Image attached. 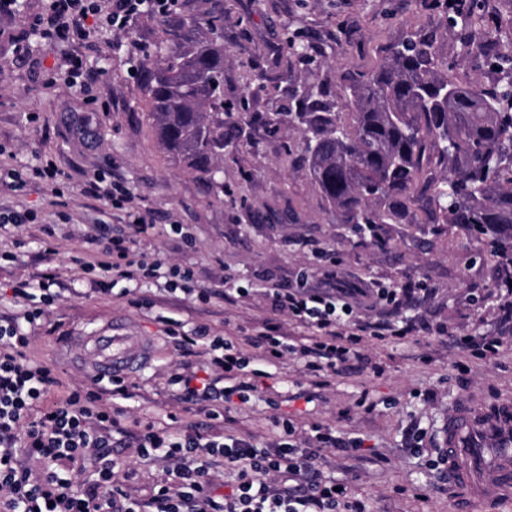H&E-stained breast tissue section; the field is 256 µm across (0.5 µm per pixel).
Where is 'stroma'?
Listing matches in <instances>:
<instances>
[{"instance_id": "obj_1", "label": "stroma", "mask_w": 512, "mask_h": 512, "mask_svg": "<svg viewBox=\"0 0 512 512\" xmlns=\"http://www.w3.org/2000/svg\"><path fill=\"white\" fill-rule=\"evenodd\" d=\"M131 30L132 39L122 47H114L111 34L104 33L86 51L93 67L108 71L97 88L100 99L112 104L106 114L77 93L46 87L43 70L17 60L12 45L0 40V170L19 172L37 157H52L70 177L73 218L63 223L41 184H28L17 195L0 185V198L15 200L36 216L20 232V245L0 241V320L19 310L12 292L16 282L55 269L62 297L28 326L30 358L54 367L64 386H83L93 357L82 336L112 325L127 328L151 342L154 353L133 374L131 399L113 404L120 426L131 430L172 415L193 425L205 422V415L176 400L168 379L177 370L200 379L212 372L202 348L176 347L166 332L169 320L188 330L205 324L217 336L251 335L271 314L265 289L273 284L293 286L303 279L308 287L322 288L330 269L359 290L372 282L415 283L427 294L409 305L406 316L448 331L449 342L426 332L405 342H368L328 386L316 385L293 358L273 367L268 377L261 375V363L250 362L257 391L248 403L232 400L227 418L213 425L220 430L226 419H235L238 430L263 443L276 433L270 421L276 415L298 425L329 427L343 440L362 438L360 466L331 448L322 468L336 478H351L372 512H454L429 466L442 445L448 411L465 396L484 403L512 396V324L501 322L512 294L498 287L494 263L480 259L475 245L447 227L435 234L426 224H385L375 239L355 236L349 225L338 223L297 157L285 155L284 142H299L285 127L274 135L256 128L254 145L225 154L217 175L224 198L216 200L160 148L143 107L133 46L155 37L157 20L142 17ZM289 35L312 44L314 54L306 60L293 55L285 45ZM409 36L431 40L439 71L457 83L489 87L503 79L491 63L467 53L442 0H224V100L248 101L250 111L260 114L277 111L308 74L337 89L350 75L382 63ZM97 171L124 183L150 216L153 228L136 244L137 252L192 268L201 287L223 285L225 298L204 305L147 282L137 284L136 292L154 305L136 309L123 296L126 282L106 293L91 290L72 258L97 252L86 238L92 223L125 221L124 213L98 210L96 201L83 195L86 176ZM174 224L192 234V245L174 246ZM47 226L58 243L51 256L40 246ZM459 335L498 336L503 349L489 360L463 359L453 342ZM373 360L382 373L371 371ZM270 385L280 393L273 408L266 402ZM363 399L373 403V411L360 407ZM414 425L425 431L417 454L408 449L407 432Z\"/></svg>"}]
</instances>
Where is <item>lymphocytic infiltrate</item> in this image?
I'll list each match as a JSON object with an SVG mask.
<instances>
[{"label": "lymphocytic infiltrate", "instance_id": "1", "mask_svg": "<svg viewBox=\"0 0 512 512\" xmlns=\"http://www.w3.org/2000/svg\"><path fill=\"white\" fill-rule=\"evenodd\" d=\"M170 0H44L42 13L32 18L27 34L18 36L16 49L26 53L30 38L47 43L71 44L70 52L57 58L51 76H62L66 88L90 94L105 71L90 66L80 44L90 42L102 29H109L116 42H123L132 22L147 13L165 14ZM84 194L105 206L125 212L124 231L108 239L106 261L100 265L81 262L90 275L102 271L113 280L151 281L165 279L170 292L210 302L218 290L199 287L192 270L164 268L161 259L136 258L138 236L147 234L148 215L133 203L128 189L104 183L93 176ZM354 289L284 288L269 290L271 316L247 342L254 357L276 364L295 356L307 374L329 379L355 356L369 339L407 338L411 324L399 326L371 323L358 316L352 299ZM40 307L26 308L22 315L0 324V512H138L130 496L116 481L126 466L114 455L120 447L121 428L103 395L129 398L126 380L111 386L93 381L86 388L67 390L56 396L61 384L53 367L27 356L31 338L24 327L41 316ZM308 329V336L289 337L285 321ZM179 347L203 346L214 379L194 385L191 375L172 374L170 385L178 386L180 402L199 406L216 419L233 395L254 391L243 373L249 357L228 336L211 335L197 326L191 333L168 329ZM227 387H220V380ZM279 435L264 444L236 430L207 435L191 426L145 424L137 435L136 452L141 461L168 462V476L154 487L151 504L155 512H369L354 493L351 482H338L318 467L323 450L334 448L360 456L363 442H342L331 430L311 426L300 431L289 421L274 419ZM91 458L98 474L97 489L86 494L74 486L62 462ZM231 471L230 489L217 493L216 469Z\"/></svg>", "mask_w": 512, "mask_h": 512}]
</instances>
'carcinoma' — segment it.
I'll list each match as a JSON object with an SVG mask.
<instances>
[{
    "mask_svg": "<svg viewBox=\"0 0 512 512\" xmlns=\"http://www.w3.org/2000/svg\"><path fill=\"white\" fill-rule=\"evenodd\" d=\"M161 17L142 46L139 79L161 149L224 193L216 181L224 149L260 123L283 125L304 145L301 162L339 223L356 229L446 224L486 247L499 276L512 277V81L501 88L462 85L437 73L435 50L407 38L375 69L332 93L310 76L282 112L241 113L224 127V0H190ZM463 44L512 76V32L485 27L484 0H456ZM482 26L483 37L469 34ZM354 109L350 123L336 99Z\"/></svg>",
    "mask_w": 512,
    "mask_h": 512,
    "instance_id": "carcinoma-1",
    "label": "carcinoma"
}]
</instances>
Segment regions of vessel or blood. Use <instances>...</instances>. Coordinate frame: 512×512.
<instances>
[{
    "label": "vessel or blood",
    "mask_w": 512,
    "mask_h": 512,
    "mask_svg": "<svg viewBox=\"0 0 512 512\" xmlns=\"http://www.w3.org/2000/svg\"><path fill=\"white\" fill-rule=\"evenodd\" d=\"M89 341L96 355L94 374L108 381L131 374L152 356L149 343L113 329ZM444 448L456 512L512 498V399L492 407L467 398L457 401L448 411Z\"/></svg>",
    "instance_id": "b4317fda"
}]
</instances>
